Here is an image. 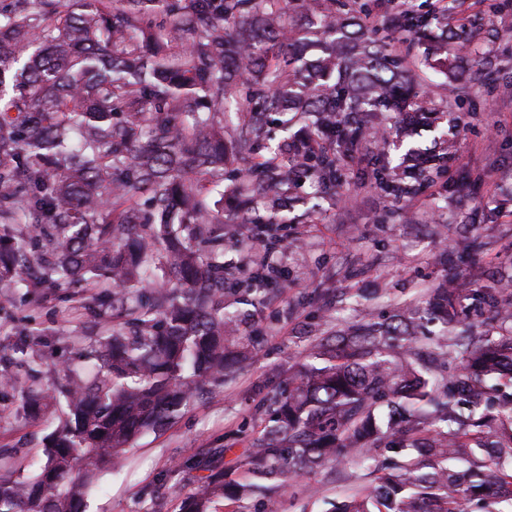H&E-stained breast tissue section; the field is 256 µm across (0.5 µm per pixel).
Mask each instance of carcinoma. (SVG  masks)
<instances>
[{
    "label": "carcinoma",
    "instance_id": "cac0c4a2",
    "mask_svg": "<svg viewBox=\"0 0 512 512\" xmlns=\"http://www.w3.org/2000/svg\"><path fill=\"white\" fill-rule=\"evenodd\" d=\"M338 0H0V288L23 299L33 288L68 295L65 319L81 337V311L95 312L96 339L61 369L58 393L28 390L40 416L59 408L37 470L24 482L0 474V512H83L98 477L122 463L143 433L164 429L204 388L245 369L250 343L236 336L238 313L224 299L240 271L224 263V171H238L236 200L261 206L250 220L272 243L288 223L292 181L328 186L341 157L362 147L366 117L422 112L416 79L423 67L452 65L459 35L448 34L445 0L426 11L336 17ZM303 25L288 24L289 10ZM380 18L422 40L420 59L362 33ZM291 153L239 157L268 136V119ZM316 141L330 153L315 154ZM406 159L441 173L435 149L414 143ZM169 276L149 292L156 262ZM464 298L437 288L427 308L395 322L372 318L322 339L315 364L264 400L274 425L249 449L248 467L226 479L219 452L191 468L208 472L179 512H215L218 501L262 495L260 512H278L285 482L304 471L347 466L377 449L393 453L377 486L361 488L331 512H461L457 493L512 502V333L498 338L460 319ZM454 337L419 352L416 328ZM41 333H20L2 358L0 395L37 375ZM460 369L446 377L448 359ZM388 408L385 426L376 410ZM496 443L472 448L457 424L489 427ZM482 456L464 469L456 454ZM30 466L19 449L0 469Z\"/></svg>",
    "mask_w": 512,
    "mask_h": 512
}]
</instances>
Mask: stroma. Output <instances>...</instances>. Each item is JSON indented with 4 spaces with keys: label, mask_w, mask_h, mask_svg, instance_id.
<instances>
[{
    "label": "stroma",
    "mask_w": 512,
    "mask_h": 512,
    "mask_svg": "<svg viewBox=\"0 0 512 512\" xmlns=\"http://www.w3.org/2000/svg\"><path fill=\"white\" fill-rule=\"evenodd\" d=\"M458 13L469 49L458 54L455 73L420 74L426 97L458 118L419 133L424 144L448 138L446 175L425 184L417 200H392L373 171L387 160L400 163L404 152L371 145L340 163L335 186L292 187L286 251L267 253L250 225L236 224L224 238V261L240 268V290H261L263 298L238 330L251 343L247 369L197 398L165 430L142 435L125 467L101 475L88 512H179L176 489H190L200 476L184 461L217 448L225 451V471L237 476L268 424L260 401L308 362L321 337L365 317L426 306L432 289L447 283L465 296L469 320L499 332L497 306L472 291L512 283V0H497L493 11L483 0H464ZM272 263L278 275L270 287ZM60 310L57 297L32 293L0 315L1 352H10L16 331L45 332L37 389L51 387L58 369L76 358ZM55 424L54 412L33 420L19 398L0 400V448L40 460ZM373 468L369 461L306 472L281 491L279 512H329L332 502L372 486Z\"/></svg>",
    "instance_id": "stroma-1"
}]
</instances>
